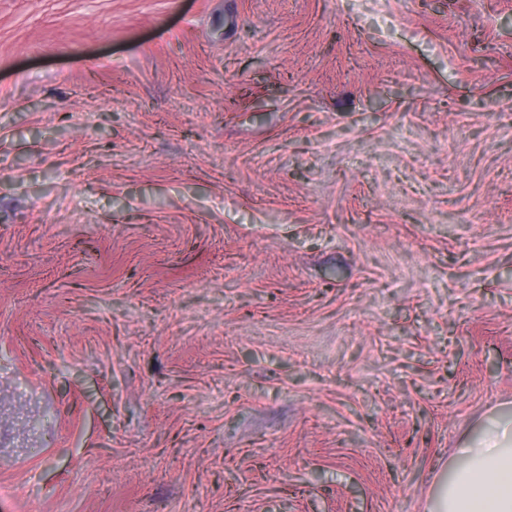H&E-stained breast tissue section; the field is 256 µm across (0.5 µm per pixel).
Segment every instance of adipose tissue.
Masks as SVG:
<instances>
[{
	"instance_id": "adipose-tissue-1",
	"label": "adipose tissue",
	"mask_w": 512,
	"mask_h": 512,
	"mask_svg": "<svg viewBox=\"0 0 512 512\" xmlns=\"http://www.w3.org/2000/svg\"><path fill=\"white\" fill-rule=\"evenodd\" d=\"M462 453L464 466L440 488L430 512H512V421L490 422Z\"/></svg>"
}]
</instances>
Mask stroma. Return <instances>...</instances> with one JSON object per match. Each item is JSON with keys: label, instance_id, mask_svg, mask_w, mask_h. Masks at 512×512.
<instances>
[{"label": "stroma", "instance_id": "1", "mask_svg": "<svg viewBox=\"0 0 512 512\" xmlns=\"http://www.w3.org/2000/svg\"><path fill=\"white\" fill-rule=\"evenodd\" d=\"M512 419V0H0V512H428Z\"/></svg>", "mask_w": 512, "mask_h": 512}]
</instances>
